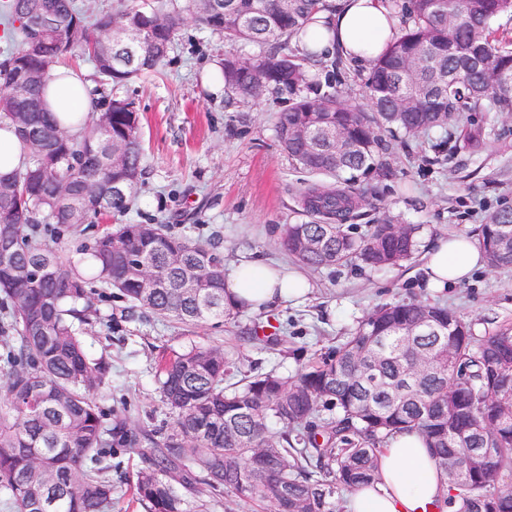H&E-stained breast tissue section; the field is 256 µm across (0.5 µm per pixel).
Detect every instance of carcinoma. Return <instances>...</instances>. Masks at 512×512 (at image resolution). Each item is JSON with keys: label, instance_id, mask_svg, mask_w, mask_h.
I'll return each mask as SVG.
<instances>
[{"label": "carcinoma", "instance_id": "cac0c4a2", "mask_svg": "<svg viewBox=\"0 0 512 512\" xmlns=\"http://www.w3.org/2000/svg\"><path fill=\"white\" fill-rule=\"evenodd\" d=\"M400 26L369 68L365 98L346 100L338 83L312 84L290 41L307 40L326 0H166L148 10L120 7L88 13L78 0H0V26L11 36L0 60V119L9 120L28 149L26 165L0 176V235L15 242L16 271L0 270V305L9 309L0 368V503L11 512H112L106 463L115 448L137 451L142 467L132 486L146 512H208L200 499L223 495L269 512H333L336 496L377 477L376 462L396 433L422 436L438 468L468 470L466 485L448 481L454 512H512V325L478 338L471 325L441 304L418 299L377 306L338 349L320 354L294 376L271 369L231 383L224 351L192 344L158 357L155 374L166 419L153 429L124 421L106 425L98 391L111 367L86 347L75 321L94 293L92 281L114 288L134 307L185 325L235 315L224 297V254L166 224L103 225L84 236L91 218H118L131 207L127 180L142 178L140 116L127 97L102 99L83 131L72 133L45 109L52 66L79 51L100 83L124 86L158 70L192 15L229 44L252 43L245 61L227 54L224 92L242 100L288 96L279 113L282 152L310 179L296 190L302 219L285 228L289 254L313 268L361 263L396 267L418 250V227L350 223L374 185L392 176L385 162L405 136L440 130L429 148L474 154L489 141L479 112H512L511 39L491 21L512 14V0H389ZM139 35L136 54L124 31ZM29 76L27 98L11 86ZM304 130L316 150L298 139ZM340 131L351 145L336 160ZM126 165L100 163L112 148ZM97 185L86 199V184ZM68 233L75 253L92 258V276L76 269L47 232ZM302 241L317 249L305 250ZM489 265L512 267V209L490 213L478 229ZM142 264L150 279L128 274ZM426 317L417 336L401 328ZM281 430L273 434L268 421ZM492 448L473 466L469 449Z\"/></svg>", "mask_w": 512, "mask_h": 512}]
</instances>
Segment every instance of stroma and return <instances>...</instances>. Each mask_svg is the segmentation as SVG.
Returning a JSON list of instances; mask_svg holds the SVG:
<instances>
[{"mask_svg": "<svg viewBox=\"0 0 512 512\" xmlns=\"http://www.w3.org/2000/svg\"><path fill=\"white\" fill-rule=\"evenodd\" d=\"M254 54L250 44L227 45L222 36L187 22L157 73L121 87L141 118L144 173L123 220L166 224L171 230L216 243L225 266L260 255L299 269L282 246L285 225L295 223L294 192L307 178L281 154L276 122L284 97L268 94L256 102L230 101L211 89L205 68L225 53ZM494 134L476 154L429 161L426 139L411 138L391 159L392 177L378 197L361 209L359 224L389 217L420 228V243L457 232L473 233L490 211L512 205V114L481 115ZM422 256L403 266L374 271L365 266L306 270V299L266 312L245 311L198 327L166 321L134 308L115 290L97 288L80 333L93 356L112 365V382L98 404L129 426L153 428L163 419L155 379L156 357L194 343L223 348L238 371L278 368L294 375L306 357L340 345L377 305L407 297L448 305L471 323L476 335L512 323V269L484 268L470 282L444 291L419 287ZM275 326L292 336L298 354L279 355L244 344L254 327ZM112 471V512H144L132 500L138 455L117 449Z\"/></svg>", "mask_w": 512, "mask_h": 512, "instance_id": "stroma-1", "label": "stroma"}]
</instances>
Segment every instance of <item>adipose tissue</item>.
Returning <instances> with one entry per match:
<instances>
[{
  "label": "adipose tissue",
  "instance_id": "obj_1",
  "mask_svg": "<svg viewBox=\"0 0 512 512\" xmlns=\"http://www.w3.org/2000/svg\"><path fill=\"white\" fill-rule=\"evenodd\" d=\"M335 10L322 12L307 47L316 56L342 54L351 64L366 66L386 48L395 28L387 0H334ZM46 108L62 127L79 132L67 115L89 119L96 102L91 85L74 68L59 65L52 72ZM486 257L474 236H441L425 251L423 276L427 287L444 289L467 282L484 267ZM231 300L253 310H272L282 302L305 295L308 281L282 264L260 257L242 258L225 279ZM448 495V484L437 471L422 437L414 432L395 434L378 457V478L352 493L345 512H437Z\"/></svg>",
  "mask_w": 512,
  "mask_h": 512
}]
</instances>
